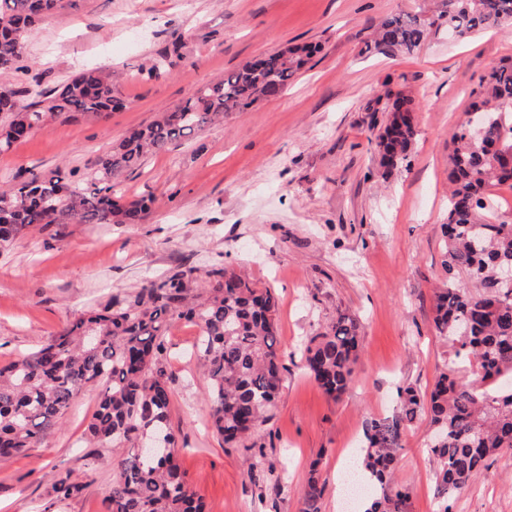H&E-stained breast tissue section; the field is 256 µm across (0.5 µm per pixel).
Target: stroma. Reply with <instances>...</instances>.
I'll return each mask as SVG.
<instances>
[{"label": "stroma", "instance_id": "1", "mask_svg": "<svg viewBox=\"0 0 512 512\" xmlns=\"http://www.w3.org/2000/svg\"><path fill=\"white\" fill-rule=\"evenodd\" d=\"M437 9V0H65L26 41L25 69L1 73L0 84L52 87L107 66L125 105L37 130L0 155L2 181L31 170L79 180L113 143L203 84L292 42L322 50L282 95L147 156L119 190L126 201L150 199L138 223L54 224L0 248V365L147 280L181 271L203 293L209 270L237 269L276 297L282 389L251 438L259 454L245 464L209 427L198 329L174 321L165 347L181 469L207 512H301L316 460L321 512H340L342 460L371 420L397 415L401 388L428 389L445 369L479 381L437 335L433 290L444 277L448 145L490 67L512 59V27L462 39L443 32L412 56L362 52L386 16ZM160 57L165 66L151 70ZM398 90L414 103L417 134L386 176L375 147L386 115L365 106ZM341 313L359 322V356L334 400L305 374L301 354ZM97 398L84 389L39 447L0 464V512H35L58 470L84 473ZM432 434L426 413L400 429L392 482L408 489V512L442 508ZM112 474L111 450L99 449L84 494L61 512H105ZM453 512H512V451L487 459Z\"/></svg>", "mask_w": 512, "mask_h": 512}]
</instances>
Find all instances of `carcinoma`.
<instances>
[{
	"instance_id": "carcinoma-1",
	"label": "carcinoma",
	"mask_w": 512,
	"mask_h": 512,
	"mask_svg": "<svg viewBox=\"0 0 512 512\" xmlns=\"http://www.w3.org/2000/svg\"><path fill=\"white\" fill-rule=\"evenodd\" d=\"M433 18L398 13L385 17L363 52L384 49L411 55L432 30L448 25L459 35L512 24V0H444ZM64 7V0H0V71L17 68L21 48L35 26ZM318 46L287 45L204 84L173 111L132 130L95 161L82 184L57 172L30 173L0 187V248L28 230L52 224L134 223L145 200L121 201L115 187L139 169L145 157L195 138L232 112L280 95L311 62ZM123 106L112 73L87 69L53 88L38 80L14 89L0 86V154L55 121L102 116ZM370 112L388 117L377 136L380 164L390 172L407 159L416 134L412 100L401 92L392 103L375 102ZM470 112L484 128L474 139L470 120L454 134L448 157V216L441 225L445 276L436 288L438 336L459 344L480 372L483 388L441 373L427 395L413 387L399 393V413L374 420L364 434L361 468L372 494L364 512H406L409 496L390 482L401 423L426 411L437 431L429 452L437 467L443 512L495 454L512 450V281L501 268L512 265V220L497 214L490 187L512 183V62L491 68ZM206 295L181 271L150 280L138 291L114 298L97 313L81 316L36 351L0 367V463L37 447L87 386L99 390L87 426L93 448H110L117 460L104 504L106 512H205L187 482L176 450L157 458L135 441L173 435L171 388L163 337L175 320L199 328L198 351L208 382L210 423L230 447L251 451L248 441L268 420L283 382L276 302L235 270H211ZM358 324L340 315L305 345L306 373L329 397L340 396L354 378ZM87 483L72 470L57 473L52 499L39 512L82 494ZM312 464L301 512H320L324 495Z\"/></svg>"
}]
</instances>
